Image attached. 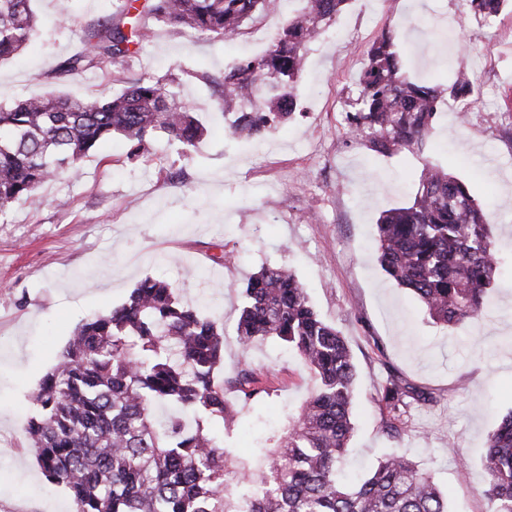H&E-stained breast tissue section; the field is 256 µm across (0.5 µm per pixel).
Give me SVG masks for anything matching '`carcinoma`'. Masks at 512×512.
<instances>
[{
	"instance_id": "carcinoma-1",
	"label": "carcinoma",
	"mask_w": 512,
	"mask_h": 512,
	"mask_svg": "<svg viewBox=\"0 0 512 512\" xmlns=\"http://www.w3.org/2000/svg\"><path fill=\"white\" fill-rule=\"evenodd\" d=\"M277 0H129L119 16L87 28L83 50L58 61L50 79L63 83L133 54L152 23L190 28L209 39L239 35ZM269 50L241 58L219 76L202 75L233 111L224 128L234 140H258L295 115L291 83L306 46L336 20L349 0H301ZM464 12L488 23L509 0H462ZM37 28L33 0H0V62L16 57ZM180 78H140L118 95L52 94L0 107V217L35 200L64 173H79L97 145L123 137L129 158L143 157L159 133L196 148L205 128L178 91ZM475 78L458 72L446 87L402 72L393 35L381 33L350 98V130L377 152L423 146L444 94L466 100ZM493 225L468 186L439 166H426L413 200L376 224L379 262L413 292L436 323L452 328L479 316L486 289L500 273ZM236 333L243 348L273 339L296 353L317 385L281 431L263 423L249 464L224 443L222 424L238 411L227 391L259 403L266 389L245 367L221 373L224 325L181 302L170 283L142 280L127 300L80 324L56 365L32 394L36 413L27 438L48 483L65 488L73 512H448L431 475L403 455L389 454L365 476L348 480L338 464L354 431L356 374L340 332L310 304L300 281L263 266L242 288ZM433 393L389 376L382 400L392 410ZM159 406L189 409L166 423ZM483 495L490 512H512V413L488 436Z\"/></svg>"
}]
</instances>
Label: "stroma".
<instances>
[{"mask_svg": "<svg viewBox=\"0 0 512 512\" xmlns=\"http://www.w3.org/2000/svg\"><path fill=\"white\" fill-rule=\"evenodd\" d=\"M122 0H36L40 28L21 54L0 64V104L59 90L73 96L116 93L138 78L174 73L178 90L207 133L198 147L158 135L148 157L128 159L115 136L76 176L44 184L37 204L0 220V512H72L68 495L48 485L28 448L30 392L57 362L75 328L122 304L139 281L171 283L189 305L211 302L224 321L223 373H260L265 404L242 407L225 432L244 461L241 440L258 415L287 425L314 384L312 373L275 340L242 349L236 324L240 289L262 264L293 272L323 319L345 337L354 359V433L344 470L356 475L384 455H407L432 474L449 512H489L482 490L489 434L512 413V13L486 25L462 15L461 0H351L308 46L294 84L298 114L263 139L230 143L213 89L235 58L262 54L298 4L248 22L232 41L159 24L123 61L62 84L49 74L80 51L90 23L114 16ZM395 36L404 72L447 83L455 70L475 76L471 97L445 100L424 149L391 154L347 131L349 91L365 51L382 30ZM468 184L487 212L501 272L482 315L457 328L434 322L411 291L376 260L380 215L411 202L426 163ZM232 252L218 265L214 256ZM433 392L415 402L400 434H389L380 402L390 374ZM468 463L457 471L458 458Z\"/></svg>", "mask_w": 512, "mask_h": 512, "instance_id": "35a3bbf8", "label": "stroma"}]
</instances>
